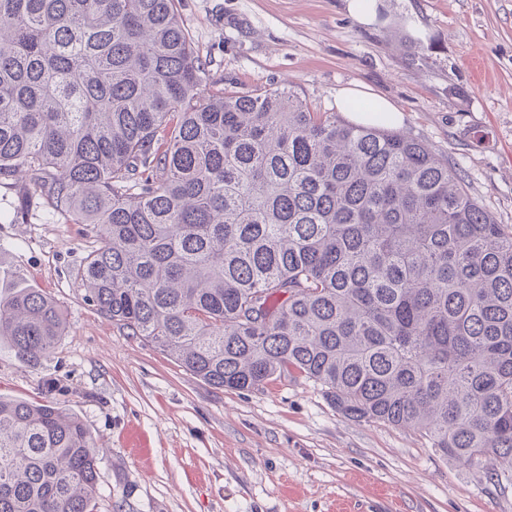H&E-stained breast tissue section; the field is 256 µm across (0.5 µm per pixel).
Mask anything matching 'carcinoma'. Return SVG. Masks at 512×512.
Segmentation results:
<instances>
[{"label": "carcinoma", "mask_w": 512, "mask_h": 512, "mask_svg": "<svg viewBox=\"0 0 512 512\" xmlns=\"http://www.w3.org/2000/svg\"><path fill=\"white\" fill-rule=\"evenodd\" d=\"M204 80L175 0H0V177L93 225L86 300L216 389L293 371L512 480V225L373 107ZM64 327L42 290L0 293L19 357ZM98 464L76 414L0 397V512H94Z\"/></svg>", "instance_id": "1"}]
</instances>
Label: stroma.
<instances>
[{"label": "stroma", "mask_w": 512, "mask_h": 512, "mask_svg": "<svg viewBox=\"0 0 512 512\" xmlns=\"http://www.w3.org/2000/svg\"><path fill=\"white\" fill-rule=\"evenodd\" d=\"M177 0L206 88L294 90L332 112L357 86L512 225V0ZM92 225L52 216L27 181L0 185V267L61 306L31 363L0 344V396L61 403L99 457L96 512H512V484L446 459L413 431L346 419L291 373L219 390L104 318L75 277Z\"/></svg>", "instance_id": "obj_1"}]
</instances>
